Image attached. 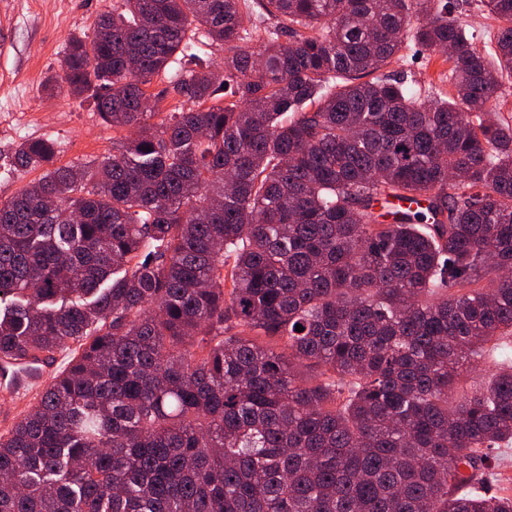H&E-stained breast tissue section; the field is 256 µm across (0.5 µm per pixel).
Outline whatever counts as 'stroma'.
Instances as JSON below:
<instances>
[{
    "instance_id": "1",
    "label": "stroma",
    "mask_w": 512,
    "mask_h": 512,
    "mask_svg": "<svg viewBox=\"0 0 512 512\" xmlns=\"http://www.w3.org/2000/svg\"><path fill=\"white\" fill-rule=\"evenodd\" d=\"M111 7L112 0H0L12 42L9 53L0 57V201L39 177L35 171L2 167L21 141H54L57 161L65 165L111 154L125 140L126 131L103 124L89 102L66 94L52 97L43 89L45 78L58 73L68 39L91 31L97 16ZM449 67L445 55L413 45L390 69L419 84L438 85Z\"/></svg>"
}]
</instances>
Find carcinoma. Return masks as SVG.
<instances>
[{
  "label": "carcinoma",
  "instance_id": "1",
  "mask_svg": "<svg viewBox=\"0 0 512 512\" xmlns=\"http://www.w3.org/2000/svg\"><path fill=\"white\" fill-rule=\"evenodd\" d=\"M482 6L490 53L448 0H116L69 39L46 91L137 133L8 156L43 173L0 202V358L72 359L0 434V512H512V0ZM410 42L452 96L386 71ZM487 479L491 491L512 492V447L499 450L492 475Z\"/></svg>",
  "mask_w": 512,
  "mask_h": 512
}]
</instances>
